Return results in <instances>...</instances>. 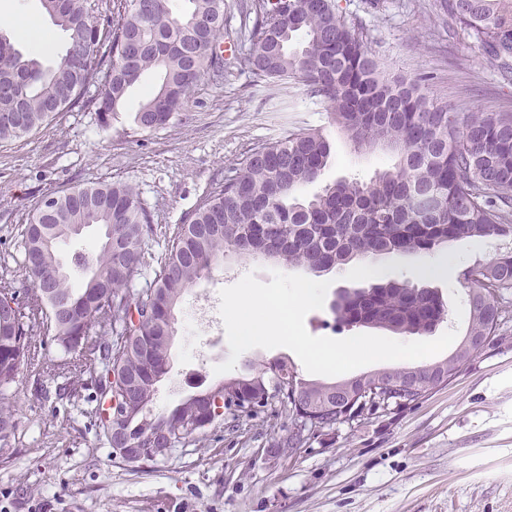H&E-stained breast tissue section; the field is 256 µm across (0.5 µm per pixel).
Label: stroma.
Instances as JSON below:
<instances>
[{"label": "stroma", "mask_w": 512, "mask_h": 512, "mask_svg": "<svg viewBox=\"0 0 512 512\" xmlns=\"http://www.w3.org/2000/svg\"><path fill=\"white\" fill-rule=\"evenodd\" d=\"M346 18L391 72L424 74L425 93L456 112H512V80H504L482 47L438 0H336ZM254 17L241 0H225L224 37L237 43L220 81L202 79L182 119L144 132L133 111L158 83L145 75L109 126L95 113H59L39 131L0 144V278L30 288L21 233L32 208L48 193L99 181L133 185L153 216L151 255L132 283L144 288L160 268L179 224L215 183L238 168L250 149L286 131L324 125L321 106L301 88L290 96L254 82L243 64ZM333 157L319 181L302 196L339 179L369 178L391 167L380 151L356 154L332 132ZM512 251V238H468L432 254L374 257L383 281L437 289L448 316L434 336L465 334L468 310L465 270ZM447 265L432 278L420 275L428 260ZM358 262L321 273L327 281L322 309L309 312L313 336L345 339L361 329L337 321L332 310L342 289L369 288ZM274 262L226 257L183 295L176 312L170 371L159 383L153 411L169 410L193 394L201 380L219 379L212 366L230 350L224 329L188 321L191 307L218 302L221 289L246 274L270 279ZM500 328L447 385L400 406L367 408L322 435L287 451L288 421L266 413L240 421L235 430L209 431L195 444L149 463L123 460L93 424L98 402L91 391L60 395L65 375L22 368L12 388L18 430L0 444V512H512V288L500 291ZM208 344L209 366L189 354L193 340ZM290 361L309 379L290 349L254 348L242 353L233 376L251 375L275 359Z\"/></svg>", "instance_id": "stroma-1"}]
</instances>
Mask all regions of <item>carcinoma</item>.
Returning <instances> with one entry per match:
<instances>
[{
    "label": "carcinoma",
    "mask_w": 512,
    "mask_h": 512,
    "mask_svg": "<svg viewBox=\"0 0 512 512\" xmlns=\"http://www.w3.org/2000/svg\"><path fill=\"white\" fill-rule=\"evenodd\" d=\"M41 0L66 34L52 66L25 56L0 35V144L39 129L54 109H79L109 125L129 90L154 71L160 82L134 113L142 131L180 116L198 81L218 77L224 58L213 54L224 37V0ZM444 9L512 77V0H444ZM245 61L259 83L301 86L325 106L328 124L353 151H382L395 163L367 181L342 179L303 197L332 157L324 127L288 131L251 149L235 174L215 184L178 227L155 280L133 291L145 264L151 213L138 191L123 182L96 183L50 193L55 207L27 224L24 261L49 283L47 297L32 286L19 295L0 279V443L15 435L9 389L38 355L34 337L51 334L61 356L52 371L72 375L70 392L93 385L119 409L98 412V427L113 448L133 440L139 448L184 447L224 424L252 401L288 418L287 447L302 443L300 422L321 433L351 416L358 404L343 393L381 382L400 386L411 404L429 385L450 379L472 353L441 363L385 368L327 384L300 379L285 359L252 376L222 379L169 411L151 413L156 385L169 372L175 310L183 294L226 255L260 256L283 266L324 272L384 254L430 253L464 238L512 235V113H461L432 101L422 77L391 74L339 14L335 0H257ZM98 225L103 240L75 256L82 282L58 258L59 245L78 226ZM467 335L478 352L502 322L497 293L512 288V251L464 273ZM71 304L57 320L51 301ZM136 310L132 319L130 310ZM338 320L398 334L424 335L447 316L429 288L398 282L344 292L334 304ZM239 399L224 404V395Z\"/></svg>",
    "instance_id": "carcinoma-1"
}]
</instances>
